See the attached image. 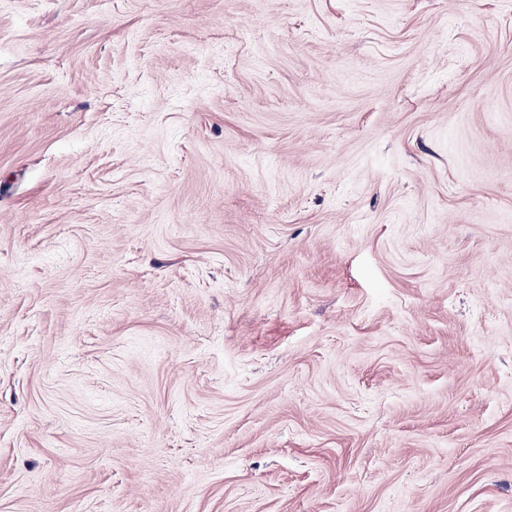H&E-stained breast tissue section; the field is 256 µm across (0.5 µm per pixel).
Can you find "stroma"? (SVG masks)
<instances>
[{"instance_id": "obj_1", "label": "stroma", "mask_w": 512, "mask_h": 512, "mask_svg": "<svg viewBox=\"0 0 512 512\" xmlns=\"http://www.w3.org/2000/svg\"><path fill=\"white\" fill-rule=\"evenodd\" d=\"M0 512H512V0H0Z\"/></svg>"}]
</instances>
